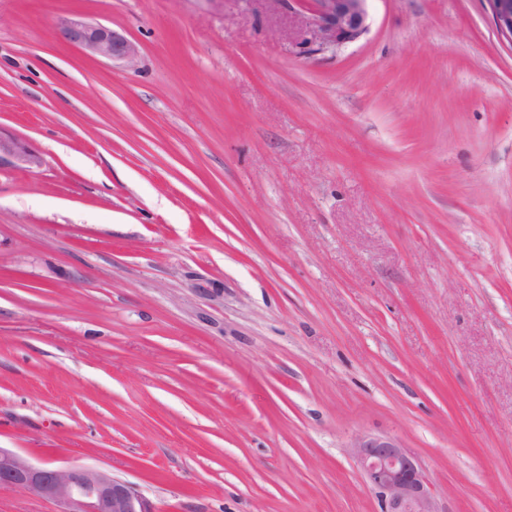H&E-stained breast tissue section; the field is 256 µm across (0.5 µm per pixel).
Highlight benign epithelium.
<instances>
[{"label": "benign epithelium", "mask_w": 512, "mask_h": 512, "mask_svg": "<svg viewBox=\"0 0 512 512\" xmlns=\"http://www.w3.org/2000/svg\"><path fill=\"white\" fill-rule=\"evenodd\" d=\"M311 22L315 51L336 49L357 41L369 28L367 0H312ZM497 31L512 42V0H488ZM58 40L93 57L135 62L138 48L123 34L101 23L64 21L56 27ZM42 156L24 139L0 132V169H30ZM349 454L356 461L366 489L380 512H441L418 459L394 440L364 435ZM0 486H13L52 501L55 512H157L130 484L107 470L82 465L36 464L24 455L0 448Z\"/></svg>", "instance_id": "1"}]
</instances>
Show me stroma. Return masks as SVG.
Here are the masks:
<instances>
[{
  "instance_id": "obj_1",
  "label": "stroma",
  "mask_w": 512,
  "mask_h": 512,
  "mask_svg": "<svg viewBox=\"0 0 512 512\" xmlns=\"http://www.w3.org/2000/svg\"><path fill=\"white\" fill-rule=\"evenodd\" d=\"M0 0V448L158 512H512V43L486 0ZM122 33L132 64L65 46ZM369 0H312L311 22L317 37L313 51L336 49L357 41L369 28ZM56 35L62 44L81 48L96 58L131 64L138 56L135 43L101 23L64 21L56 27ZM43 164L42 156L24 139L0 132V169H30ZM348 448L366 489L377 499L380 512H443L438 508L422 465L397 442L364 435Z\"/></svg>"
}]
</instances>
